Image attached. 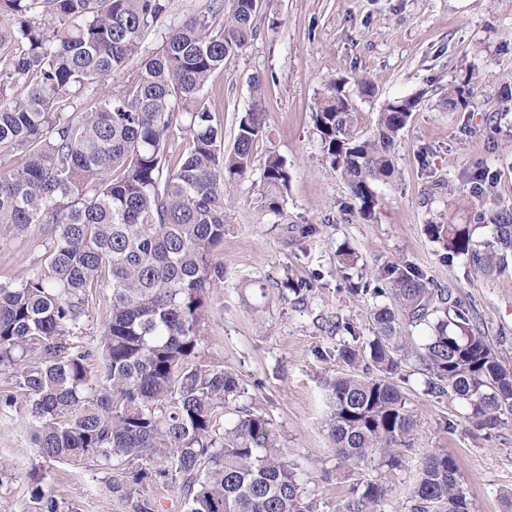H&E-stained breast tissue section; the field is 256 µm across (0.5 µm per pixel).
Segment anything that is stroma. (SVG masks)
Returning a JSON list of instances; mask_svg holds the SVG:
<instances>
[{
  "label": "stroma",
  "instance_id": "obj_1",
  "mask_svg": "<svg viewBox=\"0 0 512 512\" xmlns=\"http://www.w3.org/2000/svg\"><path fill=\"white\" fill-rule=\"evenodd\" d=\"M207 0H172L169 13L146 30L139 53L104 85L85 89L76 107L122 90L141 55L157 50L167 29L205 10ZM257 34L238 56L212 73L208 107L224 124L232 147L240 118L250 108L249 79L268 81L262 102L269 124L255 145L247 174L227 185L232 208L224 242L213 262L224 276L209 294L210 317L199 336L207 363L224 366L245 387L234 403L264 414L301 470L305 494L331 512L359 479L392 486L382 512H408L419 461L436 449L454 459L474 512H512V419L490 435L474 432L464 403L428 393L413 362L390 380L408 394L416 420L412 448L400 468L373 466L362 473L336 467L323 428L325 380L349 370L337 355L351 336L372 334L370 296L353 295L348 278L386 263L406 262L438 288L471 307L488 342L512 366V271L487 277L461 256H449L425 231L447 220L473 224L485 205L471 179L485 174L502 204L512 207V0H260ZM367 79L372 97H355L358 126L372 132L381 105L415 96L419 104L393 150V177L377 184L373 219L358 214L346 181L322 151L312 110L329 76ZM467 78L470 107L444 105L449 85ZM289 174L279 213L262 196L269 153ZM354 247L359 261L339 270L337 250ZM44 249L38 231L0 228V279H24ZM305 281L303 295L284 289ZM44 467L48 486L64 508L78 512H134L147 499L158 512H186L179 492L162 484L111 492L119 471L92 464L42 465L14 413L0 414V512H27L30 473Z\"/></svg>",
  "mask_w": 512,
  "mask_h": 512
}]
</instances>
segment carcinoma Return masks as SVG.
<instances>
[{"label":"carcinoma","instance_id":"cac0c4a2","mask_svg":"<svg viewBox=\"0 0 512 512\" xmlns=\"http://www.w3.org/2000/svg\"><path fill=\"white\" fill-rule=\"evenodd\" d=\"M170 0H0V153L20 149L21 162L0 166V224L22 235L33 227L43 262L15 283L0 281V413L14 411L45 463L90 460L118 470L125 484L178 488L186 512H321L307 499L296 465L272 423L224 405L240 379L200 359L198 336L206 294L223 276L210 261L224 242L229 205L224 187L244 177L265 134V80H250L253 102L224 150V125L203 104L210 75L256 34L258 0H224L171 27L161 47L140 59L136 78L77 115L70 97L101 82L138 52L139 39L167 13ZM23 83L27 93L10 97ZM345 78L325 80L312 119L333 170L347 181L363 216L378 205L376 184L394 174L395 139L417 97L383 104L372 133L357 128ZM473 91L448 89V110L466 109ZM185 149L164 170V145L180 117ZM268 208L277 212L288 171L276 154L263 170ZM494 205L491 233L475 224H428V236L485 275L512 268V209L492 182L480 188ZM350 290L393 305L369 312L373 336L346 325L352 343L338 356L362 373L325 384V431L336 467L359 472L378 462L402 466L414 429L407 395L389 375L414 359L427 391L464 403L478 431L512 416V369L481 332L474 311L435 288L408 263H387ZM109 315L97 345L81 341L89 305ZM425 325L424 343L408 327ZM34 476L30 512H60L58 499ZM391 489L366 480L332 512H379ZM409 512H472L454 461L423 453Z\"/></svg>","mask_w":512,"mask_h":512}]
</instances>
